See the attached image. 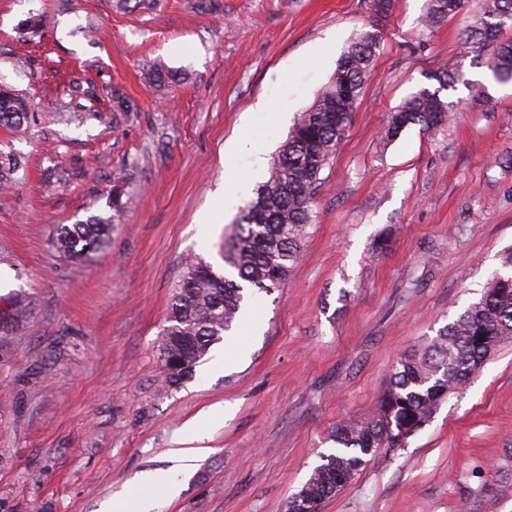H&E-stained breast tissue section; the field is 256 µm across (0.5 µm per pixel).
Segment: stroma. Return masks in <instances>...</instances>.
Masks as SVG:
<instances>
[{
	"mask_svg": "<svg viewBox=\"0 0 512 512\" xmlns=\"http://www.w3.org/2000/svg\"><path fill=\"white\" fill-rule=\"evenodd\" d=\"M424 5L394 0L299 260L226 334L238 357L216 343L164 393L158 345L188 260L223 269L220 244L368 30L370 0H0V88L28 107L0 126V158L20 163L0 190V307L30 309L0 331V512H99L120 494L155 497V512H286L397 357L480 300L512 250V85L460 19L425 27ZM153 61L172 82L148 83ZM442 66L465 78L443 94L452 121L387 139L390 113ZM83 78L96 99L75 93ZM116 92L132 111H113ZM93 216L112 221L103 247L56 249L61 226ZM219 404L205 453L178 454ZM157 470L175 495L143 481ZM322 512H512V340Z\"/></svg>",
	"mask_w": 512,
	"mask_h": 512,
	"instance_id": "stroma-1",
	"label": "stroma"
}]
</instances>
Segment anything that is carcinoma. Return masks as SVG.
<instances>
[{
  "instance_id": "1",
  "label": "carcinoma",
  "mask_w": 512,
  "mask_h": 512,
  "mask_svg": "<svg viewBox=\"0 0 512 512\" xmlns=\"http://www.w3.org/2000/svg\"><path fill=\"white\" fill-rule=\"evenodd\" d=\"M464 4L465 0H426L423 22L431 26L454 17L463 12ZM391 7V0H371L370 29L347 48L328 86L297 117L274 158L271 177L256 189L232 233L224 238L222 258L230 272L218 273L198 258L186 264L158 347L165 391L193 377L210 347L237 320L245 290L270 293L287 280L311 222L319 174L345 136L379 44L372 32L388 19ZM506 28L512 29V0H480L464 35L478 48H492L487 63L493 77L511 81L512 42L503 41ZM430 79L437 88L411 93L391 114L386 131L389 139L413 125L431 131L451 120L449 103L441 91L464 82L463 75L456 69L439 68ZM27 111L18 96L0 97V124H19ZM111 229L110 220L94 216L61 227L55 244L64 255L78 257L100 247ZM28 315V303L17 298L0 317V327L20 324ZM507 339H512V274L497 273L485 283L477 303L440 328L423 347L396 360L371 414L336 425L327 436L333 443L331 452L320 455L321 463L298 495L323 503L361 470L368 449L402 446Z\"/></svg>"
}]
</instances>
